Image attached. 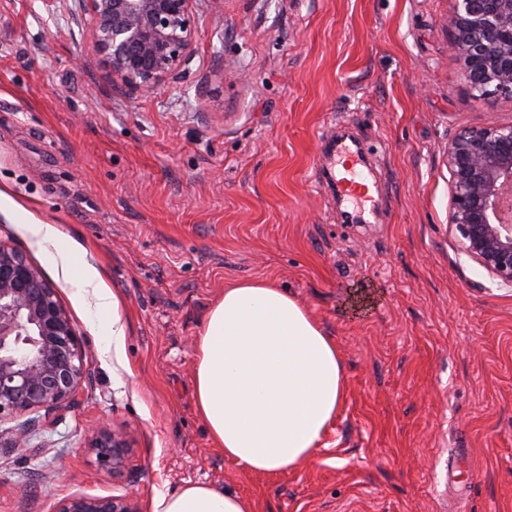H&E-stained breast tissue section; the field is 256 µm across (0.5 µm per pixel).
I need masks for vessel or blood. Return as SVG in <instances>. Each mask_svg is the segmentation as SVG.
<instances>
[{
  "label": "vessel or blood",
  "instance_id": "b4317fda",
  "mask_svg": "<svg viewBox=\"0 0 512 512\" xmlns=\"http://www.w3.org/2000/svg\"><path fill=\"white\" fill-rule=\"evenodd\" d=\"M332 153L336 158V168L331 176L337 198L347 205L344 212L346 219L356 223L368 222L370 217L378 215L381 198L376 185L360 172L364 164L361 143L352 139H337Z\"/></svg>",
  "mask_w": 512,
  "mask_h": 512
}]
</instances>
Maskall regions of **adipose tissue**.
I'll list each match as a JSON object with an SVG mask.
<instances>
[{
    "mask_svg": "<svg viewBox=\"0 0 512 512\" xmlns=\"http://www.w3.org/2000/svg\"><path fill=\"white\" fill-rule=\"evenodd\" d=\"M24 231L74 288L103 332V354L120 347L119 302L100 269L59 225L37 219ZM196 404L228 458L277 474L309 462L346 393L342 356L309 310L267 280L227 285L195 339ZM154 512H251L240 495L204 483L157 498Z\"/></svg>",
    "mask_w": 512,
    "mask_h": 512,
    "instance_id": "obj_1",
    "label": "adipose tissue"
}]
</instances>
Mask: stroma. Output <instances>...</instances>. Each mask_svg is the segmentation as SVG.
<instances>
[{"instance_id":"1","label":"stroma","mask_w":512,"mask_h":512,"mask_svg":"<svg viewBox=\"0 0 512 512\" xmlns=\"http://www.w3.org/2000/svg\"><path fill=\"white\" fill-rule=\"evenodd\" d=\"M454 0H207L184 79L148 94L90 50L79 0H0V241L53 283L86 341L69 407L0 447V512L74 493L157 496L205 482L253 512H512V286L448 234L449 138L512 123L473 97ZM349 128L372 155L383 221L343 224L318 180ZM57 224L119 300L118 355L24 236ZM295 295L344 359L346 396L309 463L258 475L225 459L194 400V340L225 286ZM125 434L118 473L90 446ZM463 491L444 486L458 449ZM91 448L96 451V460L112 472L126 467L130 448L123 434L112 429L109 423L100 422L93 431Z\"/></svg>"}]
</instances>
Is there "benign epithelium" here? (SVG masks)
<instances>
[{"mask_svg": "<svg viewBox=\"0 0 512 512\" xmlns=\"http://www.w3.org/2000/svg\"><path fill=\"white\" fill-rule=\"evenodd\" d=\"M195 0H81L91 49L112 78L144 93L185 74L195 42ZM448 29L472 95L512 99V0H454ZM448 230L460 250L512 286V123L463 129L448 142ZM89 372L84 336L41 269L0 242V421L49 418L68 407ZM31 423L11 432L14 452ZM90 447L112 471L126 467L123 434L100 422ZM55 512H141L133 494H73Z\"/></svg>", "mask_w": 512, "mask_h": 512, "instance_id": "obj_1", "label": "benign epithelium"}]
</instances>
